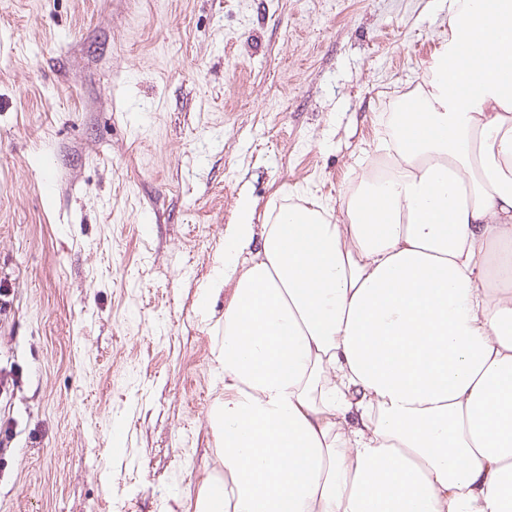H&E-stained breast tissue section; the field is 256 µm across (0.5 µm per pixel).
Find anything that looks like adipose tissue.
Here are the masks:
<instances>
[{
    "label": "adipose tissue",
    "mask_w": 512,
    "mask_h": 512,
    "mask_svg": "<svg viewBox=\"0 0 512 512\" xmlns=\"http://www.w3.org/2000/svg\"><path fill=\"white\" fill-rule=\"evenodd\" d=\"M390 122L398 155L342 218L241 197L194 512H512V0H448Z\"/></svg>",
    "instance_id": "obj_1"
}]
</instances>
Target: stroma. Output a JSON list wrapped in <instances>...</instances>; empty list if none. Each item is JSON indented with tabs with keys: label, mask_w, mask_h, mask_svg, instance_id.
<instances>
[{
	"label": "stroma",
	"mask_w": 512,
	"mask_h": 512,
	"mask_svg": "<svg viewBox=\"0 0 512 512\" xmlns=\"http://www.w3.org/2000/svg\"><path fill=\"white\" fill-rule=\"evenodd\" d=\"M447 34L448 0H0V512H187L238 200L340 206Z\"/></svg>",
	"instance_id": "stroma-1"
}]
</instances>
